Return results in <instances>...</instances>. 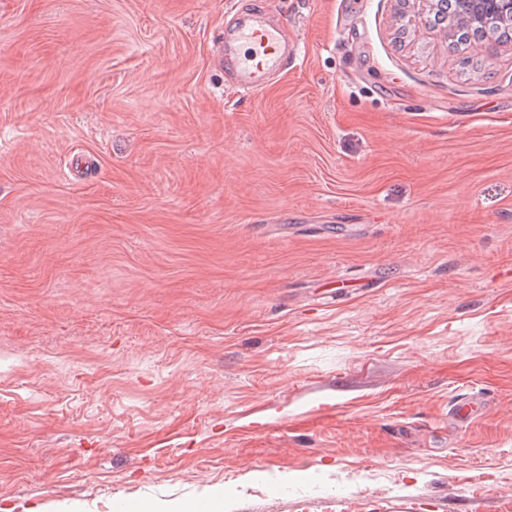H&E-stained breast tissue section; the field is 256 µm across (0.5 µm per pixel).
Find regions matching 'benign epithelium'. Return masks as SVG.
Wrapping results in <instances>:
<instances>
[{
	"mask_svg": "<svg viewBox=\"0 0 512 512\" xmlns=\"http://www.w3.org/2000/svg\"><path fill=\"white\" fill-rule=\"evenodd\" d=\"M407 23L445 34L456 30L461 15H466L468 37L493 40L504 25L512 27V0H407Z\"/></svg>",
	"mask_w": 512,
	"mask_h": 512,
	"instance_id": "7a95c632",
	"label": "benign epithelium"
}]
</instances>
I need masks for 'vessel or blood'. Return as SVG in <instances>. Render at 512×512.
<instances>
[{
    "mask_svg": "<svg viewBox=\"0 0 512 512\" xmlns=\"http://www.w3.org/2000/svg\"><path fill=\"white\" fill-rule=\"evenodd\" d=\"M288 51L284 27L272 24L262 12H238L215 44L216 58H235L234 79L239 89L256 93L278 72Z\"/></svg>",
    "mask_w": 512,
    "mask_h": 512,
    "instance_id": "obj_1",
    "label": "vessel or blood"
}]
</instances>
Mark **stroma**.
<instances>
[{
  "label": "stroma",
  "mask_w": 512,
  "mask_h": 512,
  "mask_svg": "<svg viewBox=\"0 0 512 512\" xmlns=\"http://www.w3.org/2000/svg\"><path fill=\"white\" fill-rule=\"evenodd\" d=\"M245 2L0 0V512H512V41ZM244 47L239 57L237 51ZM288 53V37L284 27L272 24L258 11H241L234 22L225 28L215 43V56L235 57L233 79L238 88L258 93L278 72L281 61Z\"/></svg>",
  "instance_id": "1"
}]
</instances>
